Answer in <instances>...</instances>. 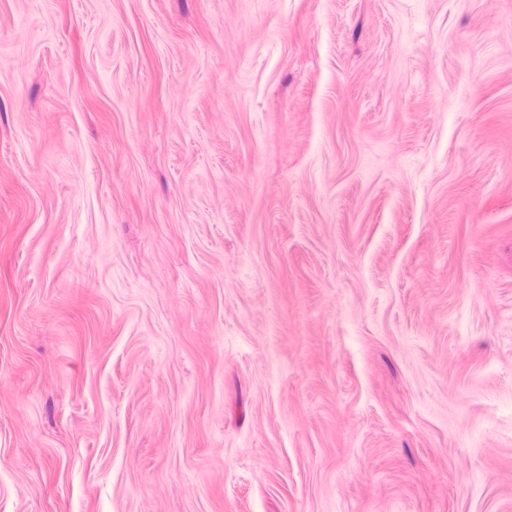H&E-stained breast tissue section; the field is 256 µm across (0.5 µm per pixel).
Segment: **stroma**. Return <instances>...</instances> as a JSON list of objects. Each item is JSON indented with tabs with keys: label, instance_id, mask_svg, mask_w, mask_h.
Listing matches in <instances>:
<instances>
[{
	"label": "stroma",
	"instance_id": "1",
	"mask_svg": "<svg viewBox=\"0 0 512 512\" xmlns=\"http://www.w3.org/2000/svg\"><path fill=\"white\" fill-rule=\"evenodd\" d=\"M0 512H512V0H0Z\"/></svg>",
	"mask_w": 512,
	"mask_h": 512
}]
</instances>
